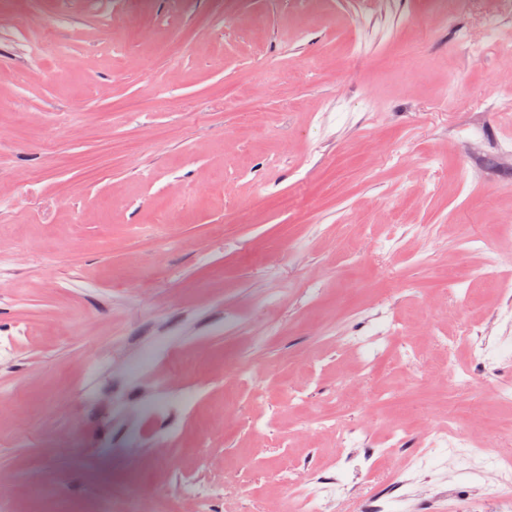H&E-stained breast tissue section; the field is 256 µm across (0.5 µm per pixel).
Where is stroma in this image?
Instances as JSON below:
<instances>
[{
	"label": "stroma",
	"instance_id": "1",
	"mask_svg": "<svg viewBox=\"0 0 512 512\" xmlns=\"http://www.w3.org/2000/svg\"><path fill=\"white\" fill-rule=\"evenodd\" d=\"M492 6L0 0V512H189L190 493L264 512L309 476L338 483L325 512H355L384 398L433 428L478 403L473 444L512 484L493 386L512 358V14L485 36ZM471 123L480 145L458 138ZM395 317L408 357L368 373L338 349ZM438 323L485 362L437 349ZM87 388L105 404L81 409ZM325 409L356 441L339 469ZM425 453L411 487L432 512L486 499Z\"/></svg>",
	"mask_w": 512,
	"mask_h": 512
}]
</instances>
